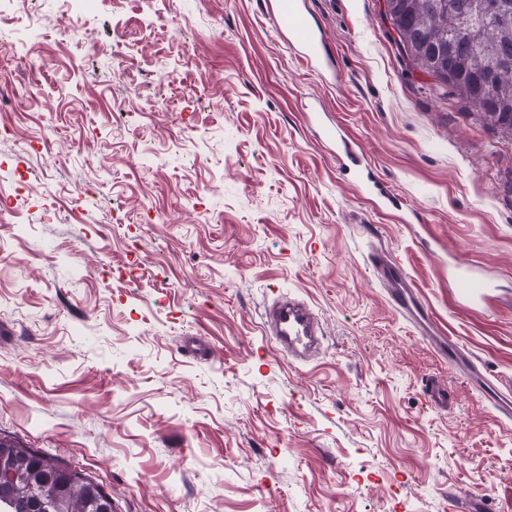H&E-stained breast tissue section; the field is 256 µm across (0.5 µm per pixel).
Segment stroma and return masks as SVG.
I'll use <instances>...</instances> for the list:
<instances>
[{
	"label": "stroma",
	"instance_id": "obj_1",
	"mask_svg": "<svg viewBox=\"0 0 512 512\" xmlns=\"http://www.w3.org/2000/svg\"><path fill=\"white\" fill-rule=\"evenodd\" d=\"M266 3L73 0L78 38L61 0L0 14V193L25 183L0 220V439L112 512H450L452 482L512 512V419L483 393L512 385V136L415 67L383 0H300L326 70ZM277 292L322 321L309 361L271 347ZM370 262L375 269L383 272L387 271L389 274L390 278L386 277L390 285L389 296L403 315L415 323L427 324L432 321L428 309L412 289L413 283L402 269L392 267L391 261L378 254H373L370 257ZM434 333L439 337V339L435 340L433 343V350L438 356L445 360L448 358V364L457 363L463 360L465 357L463 349L458 343L447 336V332L445 330L438 329L437 331H434Z\"/></svg>",
	"mask_w": 512,
	"mask_h": 512
}]
</instances>
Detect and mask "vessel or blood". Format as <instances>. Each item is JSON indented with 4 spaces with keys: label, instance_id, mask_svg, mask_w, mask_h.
<instances>
[{
    "label": "vessel or blood",
    "instance_id": "1",
    "mask_svg": "<svg viewBox=\"0 0 512 512\" xmlns=\"http://www.w3.org/2000/svg\"><path fill=\"white\" fill-rule=\"evenodd\" d=\"M270 13L280 35L308 65L321 66L323 63V43L306 14L287 0H277ZM372 266L389 275V296L399 311L413 322L426 324L431 320L427 308L422 304L412 288V283L400 268L380 255H372ZM268 327L280 351L295 359L306 360L309 352L319 343L314 316L306 302L281 300L274 303L268 312ZM435 353L449 363L462 361L464 351L458 343L448 337L446 331H439L433 343ZM448 498L452 512H483L482 498L458 486H450Z\"/></svg>",
    "mask_w": 512,
    "mask_h": 512
}]
</instances>
